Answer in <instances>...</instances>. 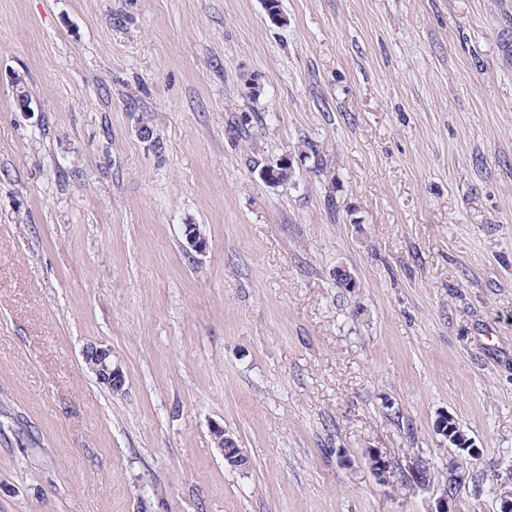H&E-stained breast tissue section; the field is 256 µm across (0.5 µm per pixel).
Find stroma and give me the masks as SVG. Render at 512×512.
Segmentation results:
<instances>
[{"mask_svg":"<svg viewBox=\"0 0 512 512\" xmlns=\"http://www.w3.org/2000/svg\"><path fill=\"white\" fill-rule=\"evenodd\" d=\"M280 9L0 0V512H428L452 463L453 512H497L512 0ZM82 356L100 384L114 392L123 388L124 376L118 366H113L110 347L102 343L89 342L84 346ZM440 430L441 431L439 432L443 438L448 441L449 445L454 447L458 454L474 459V448H471V445L468 442L469 440L466 438L464 431L460 428L459 424L454 420L453 417L448 415L446 424L441 426ZM213 435L218 449L223 455L224 460L228 463H233L242 457L247 458L243 449L238 447L237 442L230 435L226 434L223 428L215 427Z\"/></svg>","mask_w":512,"mask_h":512,"instance_id":"stroma-1","label":"stroma"}]
</instances>
